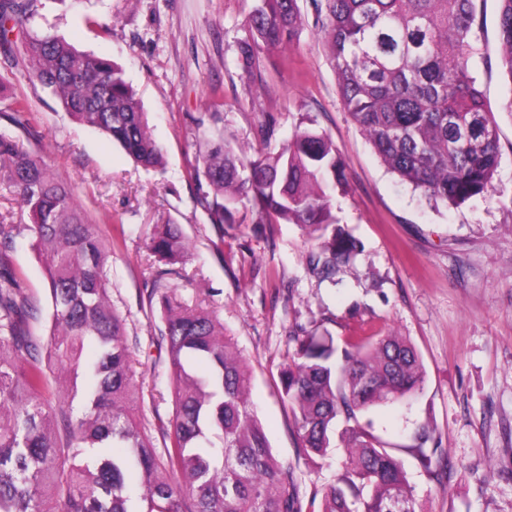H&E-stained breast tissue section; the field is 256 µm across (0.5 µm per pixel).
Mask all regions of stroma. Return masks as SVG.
<instances>
[{
    "label": "stroma",
    "mask_w": 512,
    "mask_h": 512,
    "mask_svg": "<svg viewBox=\"0 0 512 512\" xmlns=\"http://www.w3.org/2000/svg\"><path fill=\"white\" fill-rule=\"evenodd\" d=\"M42 3L43 31L123 69L164 153V170L137 167L108 137L75 123L40 85L0 90V109L14 97L30 108L23 128L0 116V133L72 184L112 250L110 299L144 376L138 406L155 446L163 444L173 404L162 315L147 304L162 268L148 242L169 223L179 225L190 250L163 280L182 302L212 311L233 337L251 368L250 399L274 453L299 462L303 498L338 474L344 453L296 456L277 387L289 334L319 328L341 340L396 333L420 352L425 391L371 419L394 443L417 424L436 425L448 456L444 484L413 457L404 459L421 512H512V114L502 109L496 0H487L474 66L500 127L502 163L493 189L458 207L434 206L374 153L340 98L311 0H298V36L265 52L256 71L244 66L240 46L258 0ZM300 126L328 134L345 162L346 187L333 193L332 211L358 253L332 282L310 272L313 245L296 225L256 224L245 209L235 223H211L203 203L211 190L194 176L217 143L253 158L279 149ZM9 257L37 308L31 333L47 343L48 281L32 237L16 236Z\"/></svg>",
    "instance_id": "stroma-1"
}]
</instances>
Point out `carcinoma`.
<instances>
[{
    "mask_svg": "<svg viewBox=\"0 0 512 512\" xmlns=\"http://www.w3.org/2000/svg\"><path fill=\"white\" fill-rule=\"evenodd\" d=\"M502 74L512 90V0H498ZM345 109L383 164L428 200L460 206L483 195L501 165L499 125L471 67L480 53L486 0H313ZM40 0H0V50L19 41L23 77L48 89L77 123L112 139L137 164L157 169L154 141L137 94L112 60L38 30ZM302 25L297 0H259L240 47L247 67L263 50L291 43ZM21 100L3 111L26 126ZM213 224L251 208L257 224H295L320 250L313 270L331 279L356 244L336 227L331 191L344 163L331 138L298 128L277 151L244 162L220 143L202 156ZM0 182L13 187L28 224H0V240L23 232L44 258L53 307L49 341L32 335L31 300L0 250V512H420L403 459L415 458L443 484L448 463L437 427L417 425L393 444L372 430L377 408L424 393L426 370L404 336L336 342L290 336L278 374L298 455L345 450L336 479L299 496L293 462L277 458L247 397L252 373L224 325L202 307L161 296L175 412L157 453L138 415L140 382L122 318L112 309L110 251L71 186L38 155L0 133ZM158 261L187 254L175 224L150 237ZM98 349L82 361L85 344ZM91 379L61 396L51 374ZM88 448L124 453L86 458ZM145 489L130 507L131 477Z\"/></svg>",
    "mask_w": 512,
    "mask_h": 512,
    "instance_id": "cac0c4a2",
    "label": "carcinoma"
}]
</instances>
